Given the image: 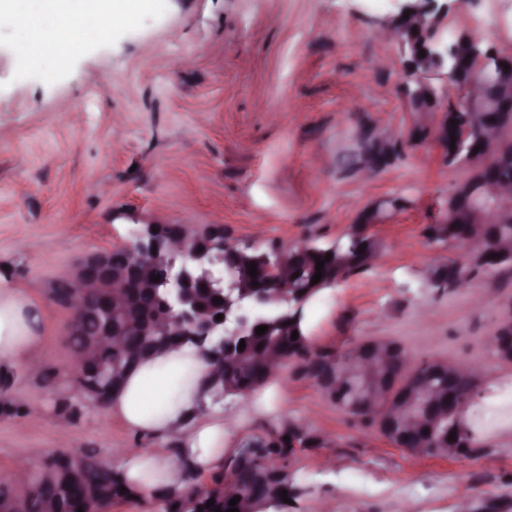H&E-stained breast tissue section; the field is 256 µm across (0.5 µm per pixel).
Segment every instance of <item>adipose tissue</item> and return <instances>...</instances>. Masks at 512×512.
<instances>
[{"label":"adipose tissue","mask_w":512,"mask_h":512,"mask_svg":"<svg viewBox=\"0 0 512 512\" xmlns=\"http://www.w3.org/2000/svg\"><path fill=\"white\" fill-rule=\"evenodd\" d=\"M142 5V0H0V27L11 28L29 69L45 70L61 52H74L84 35L108 39ZM29 304L10 289H0V361L32 359L38 342L29 324ZM207 366L185 346L153 355L138 364L114 392L110 410L130 428L164 439L183 433L186 468L209 472L223 465L224 424L202 417ZM138 492L180 487L183 469L161 452H131L121 464Z\"/></svg>","instance_id":"adipose-tissue-1"}]
</instances>
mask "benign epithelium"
<instances>
[{
  "mask_svg": "<svg viewBox=\"0 0 512 512\" xmlns=\"http://www.w3.org/2000/svg\"><path fill=\"white\" fill-rule=\"evenodd\" d=\"M415 28H426L425 56L411 53L413 38L403 37L399 28L404 12ZM448 15V0H400L398 11L383 26L382 36L399 45L407 58L404 70L408 75L404 83V96L412 111L422 116L421 125L429 130L442 158L465 153L470 164L480 166L489 176L480 185L477 201L470 210L456 218V224H509L512 222V170L501 166V160L512 154V134L500 129L492 116L487 90L492 80H497L503 94H508L512 77V56L484 45L478 38L466 44V53L477 70L470 81L459 89V96L467 97L469 111L476 114V141L481 143L479 152L466 142L468 134L454 133L455 149L448 150V127L442 124L443 113L448 111V83L461 66V54L453 40L438 34V29ZM509 69H504V66ZM351 150L360 154L356 174L370 178L379 170L375 157L388 150L394 139L367 122H357L351 131ZM157 232H152V229ZM190 225L179 224L177 229L165 232L162 225L144 224L134 240L123 248L134 256L135 264L123 269L108 265L109 252L95 253L65 274L70 288L65 306L73 312L67 335H83V299L91 291L101 295L102 327L95 336L85 338L80 354L72 355L76 369L85 363L96 362L93 378L82 384L80 390L95 399V405L107 404L102 393L112 390V361L100 360L103 349L120 351L122 358L131 363L137 350L128 336L140 329L120 320V313L128 299L140 287L144 273L159 277L152 284L158 306L148 328V333L169 336L181 345L185 342L209 344L216 360L214 382L224 384V358L234 354L239 336L260 319L267 309V302L275 300L280 311L289 315L301 308L291 304L285 294L288 287L287 252L275 247L256 265L257 285L245 287L236 276L233 262L235 251L224 245V225L214 224L218 236L200 246L192 243L184 229ZM204 290L217 304L222 319L206 318L198 311V292ZM489 349L503 363H512V308L503 316L493 334L488 338ZM472 369L446 361H432L422 373L408 370V355L399 342L392 339L362 341L352 349L343 366L326 364V369L314 379L317 386L347 412H354L377 429L390 443L415 454L423 449L414 447L412 437L421 430L435 442V447L448 453V437L471 435L462 418V405L453 395L448 402L439 397L450 387L456 376H466ZM51 466L40 469L46 483L54 482L65 472L70 481L87 489V512H108L109 503L98 500L97 481L102 466L89 458L76 459L68 451L55 453ZM32 462L23 460L12 472L14 495L0 500V512H24L25 499L34 490L31 483Z\"/></svg>",
  "mask_w": 512,
  "mask_h": 512,
  "instance_id": "7a95c632",
  "label": "benign epithelium"
}]
</instances>
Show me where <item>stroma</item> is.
Returning a JSON list of instances; mask_svg holds the SVG:
<instances>
[{
    "label": "stroma",
    "instance_id": "1",
    "mask_svg": "<svg viewBox=\"0 0 512 512\" xmlns=\"http://www.w3.org/2000/svg\"><path fill=\"white\" fill-rule=\"evenodd\" d=\"M396 11L394 0H148L109 40L84 36L51 78L20 68L0 28V289L36 304L40 344L36 359L7 365V395L30 413L0 414V478L62 449L115 467L163 447L184 464L181 436L138 434L105 406L66 427L53 410L78 390L64 339L72 312L51 288L84 256L131 242L143 224H220L227 243L262 249L328 246L363 207L404 197L406 209L370 228L378 259L309 304L311 343L341 351L392 338L410 365L478 369L464 412L472 451L424 457L392 445L299 377L294 359L265 404L249 393L210 409L232 450L293 422L321 437L284 462L290 500L268 512H457L463 497L470 512H512V419L496 416L512 364L486 347L512 303V273L465 292L427 282L447 252L424 228L470 171L408 140L418 115L402 93L403 54L377 35ZM443 29L512 53V0H451ZM359 119L405 139L369 180L339 165Z\"/></svg>",
    "mask_w": 512,
    "mask_h": 512
}]
</instances>
